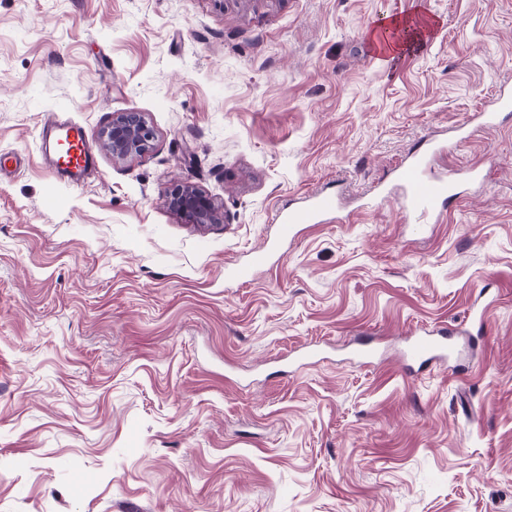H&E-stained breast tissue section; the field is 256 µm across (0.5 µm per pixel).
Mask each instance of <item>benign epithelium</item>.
<instances>
[{"label":"benign epithelium","mask_w":512,"mask_h":512,"mask_svg":"<svg viewBox=\"0 0 512 512\" xmlns=\"http://www.w3.org/2000/svg\"><path fill=\"white\" fill-rule=\"evenodd\" d=\"M97 138L113 160L124 161L149 151L155 130L141 112H117L112 121L98 131ZM168 206L188 224L219 222V214L212 201L185 182L172 185Z\"/></svg>","instance_id":"1"}]
</instances>
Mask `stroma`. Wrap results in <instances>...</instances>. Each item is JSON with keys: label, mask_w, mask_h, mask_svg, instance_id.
I'll return each mask as SVG.
<instances>
[{"label": "stroma", "mask_w": 512, "mask_h": 512, "mask_svg": "<svg viewBox=\"0 0 512 512\" xmlns=\"http://www.w3.org/2000/svg\"><path fill=\"white\" fill-rule=\"evenodd\" d=\"M415 14L423 45L373 54ZM507 82L512 0H0V512H512V123L458 129ZM116 112L150 151L55 180L40 127ZM433 141L481 181L421 235L363 209ZM320 189L345 220L232 279ZM480 308L481 346L402 374ZM385 28L388 32L389 29L400 31L403 39L395 42H390L387 45L380 44V31ZM432 30V24L426 17L415 18H400L392 17L387 18L378 23L377 28L371 33V42L374 43L379 49L386 51L391 55V59L395 54L404 50L412 44L422 42L425 35H428ZM168 206L188 224H215L219 214L212 201L194 186L178 182L168 193ZM455 350L446 328L413 336L404 351L401 366L404 371L410 372L414 364L422 366L450 357Z\"/></svg>", "instance_id": "stroma-1"}]
</instances>
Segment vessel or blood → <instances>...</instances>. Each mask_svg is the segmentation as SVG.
I'll use <instances>...</instances> for the list:
<instances>
[{
    "label": "vessel or blood",
    "instance_id": "obj_1",
    "mask_svg": "<svg viewBox=\"0 0 512 512\" xmlns=\"http://www.w3.org/2000/svg\"><path fill=\"white\" fill-rule=\"evenodd\" d=\"M504 112H512L511 89L496 93L487 102L483 112L475 114L474 119L492 125ZM39 140L54 176L67 186H82L86 174L94 166L93 154L83 128L51 121L40 128ZM394 180L402 191V210L421 218L440 213L454 191L452 179L427 174L425 160L420 155L399 166L394 173ZM338 209L335 194L322 191L310 195L300 205L277 213V241L296 238L303 225L322 223L334 217ZM273 254L274 248L270 245L252 251L245 265L236 270V278L249 281L256 271L271 264ZM454 352L455 347L448 338V331L442 328L412 337L404 351L401 366L409 372L414 365H426L450 357Z\"/></svg>",
    "mask_w": 512,
    "mask_h": 512
}]
</instances>
